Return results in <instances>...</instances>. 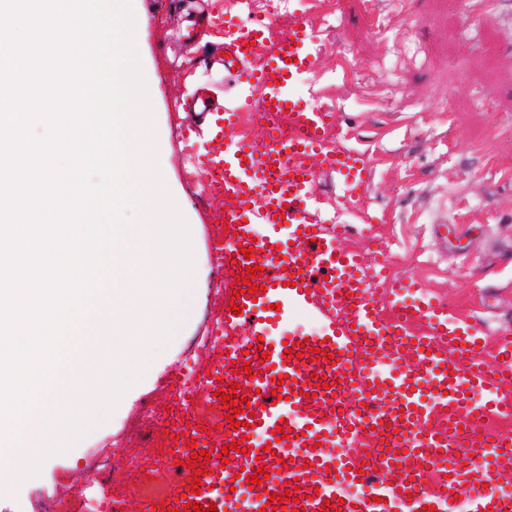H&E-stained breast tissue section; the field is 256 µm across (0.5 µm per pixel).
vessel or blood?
Instances as JSON below:
<instances>
[{
  "mask_svg": "<svg viewBox=\"0 0 512 512\" xmlns=\"http://www.w3.org/2000/svg\"><path fill=\"white\" fill-rule=\"evenodd\" d=\"M196 4L205 24L186 32L185 40L217 37L206 69L234 72L241 107L267 123L259 141L229 143L238 109L201 82L177 102L187 120L176 133L204 146L192 164L222 199L230 258L225 277L245 275L251 263L271 283L257 298L225 289L242 313L225 312L223 346L194 359L200 374L221 367L212 388L227 380L252 393L240 428H213L202 436L218 450L239 435L252 443L248 454L233 451L227 460L206 462L200 505L250 512L295 480L306 497L304 512H323L327 501L341 502L342 512H422L427 506L434 512H512V492L494 482L495 474L512 470V437L491 440L483 432L490 421H512V338L499 341L496 361L487 365L480 330L457 325L448 305L422 293L410 277L395 283L387 306L379 305L371 286L385 279L384 262L341 248L344 226L322 220L315 191L321 172L336 173L344 186L338 209L355 208L356 192L370 183L372 168L363 154L339 146L334 113L320 87L307 99L293 91L300 75H316L325 43L304 17L287 30L276 29V15L264 0H232L221 15L213 13L211 0ZM259 225L266 234L256 235ZM247 247L253 250L248 258ZM292 309L312 314L328 330L311 336V359L285 353L297 335L274 342L270 377L262 379L255 343ZM233 363L249 364L251 374L231 372ZM384 365L390 373H381ZM318 371L328 386L306 398ZM278 377L289 400L272 396ZM282 421L293 436L277 442L272 432ZM363 440L381 445L384 455L367 463L349 455ZM265 441L268 456L261 449ZM422 461L438 474V490L418 484ZM260 468L268 470V479L248 486L247 476ZM351 484L361 485L359 496L347 494ZM462 487L467 498L460 506L454 497ZM234 488L243 498L231 496Z\"/></svg>",
  "mask_w": 512,
  "mask_h": 512,
  "instance_id": "vessel-or-blood-1",
  "label": "vessel or blood"
}]
</instances>
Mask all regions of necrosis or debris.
I'll return each mask as SVG.
<instances>
[{
  "label": "necrosis or debris",
  "mask_w": 512,
  "mask_h": 512,
  "mask_svg": "<svg viewBox=\"0 0 512 512\" xmlns=\"http://www.w3.org/2000/svg\"><path fill=\"white\" fill-rule=\"evenodd\" d=\"M191 362L187 356L180 363L184 381L171 409L156 408L149 400L140 406V445L152 449V462L141 468L119 456L90 455L85 462L88 482L63 503L54 495L43 493L40 512H118L117 504L125 494L124 483L129 478L146 501L162 504L175 483V460L183 442L177 436L159 441V426L185 419L202 428L208 423L207 414L196 410V398L204 391L206 382L192 369Z\"/></svg>",
  "instance_id": "necrosis-or-debris-1"
}]
</instances>
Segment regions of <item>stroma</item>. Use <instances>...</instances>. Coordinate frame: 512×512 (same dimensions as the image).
<instances>
[{
    "label": "stroma",
    "instance_id": "35a3bbf8",
    "mask_svg": "<svg viewBox=\"0 0 512 512\" xmlns=\"http://www.w3.org/2000/svg\"><path fill=\"white\" fill-rule=\"evenodd\" d=\"M135 37L158 130L166 133L164 170L197 226L195 255L203 282L192 322L155 359L142 395L162 385L190 342L204 329L217 279L208 251L218 231L189 182L175 132L176 100L196 81L226 102L239 88L223 72L188 68L201 45L174 49L193 10L183 0H139ZM308 14L328 49L318 58L325 95L349 146L365 152L373 180L358 205L337 211L341 187L321 176L316 190L326 217L350 227L344 248L386 259L394 276L418 278L458 317L478 324L487 342L512 329V20L489 14L469 20V0H332L313 11L308 0H285L278 24ZM130 412L113 415L38 477L0 497L11 512H34L32 495L48 487L59 499L70 472L89 449L123 452Z\"/></svg>",
    "mask_w": 512,
    "mask_h": 512
}]
</instances>
